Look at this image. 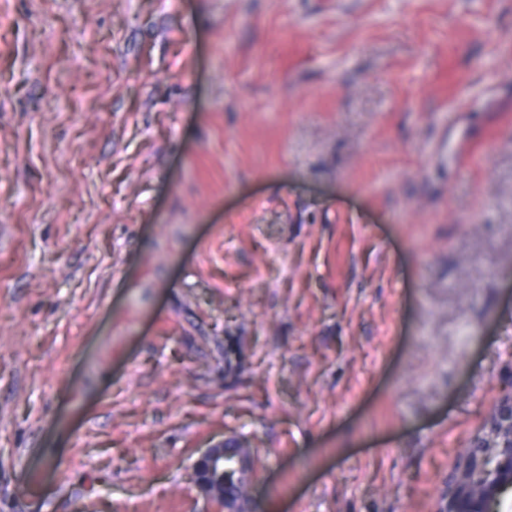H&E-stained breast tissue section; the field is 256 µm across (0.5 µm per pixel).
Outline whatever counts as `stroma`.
Here are the masks:
<instances>
[{
    "label": "stroma",
    "instance_id": "stroma-1",
    "mask_svg": "<svg viewBox=\"0 0 512 512\" xmlns=\"http://www.w3.org/2000/svg\"><path fill=\"white\" fill-rule=\"evenodd\" d=\"M512 393V0H0V512H438ZM224 448V440L208 446L194 462L192 477L210 500L230 507L233 503L224 496V473L230 471ZM228 457L238 465L241 463L242 471L238 473V482L249 483L253 473V450L252 448H227Z\"/></svg>",
    "mask_w": 512,
    "mask_h": 512
}]
</instances>
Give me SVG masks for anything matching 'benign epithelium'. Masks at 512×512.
I'll list each match as a JSON object with an SVG mask.
<instances>
[{
	"label": "benign epithelium",
	"instance_id": "7a95c632",
	"mask_svg": "<svg viewBox=\"0 0 512 512\" xmlns=\"http://www.w3.org/2000/svg\"><path fill=\"white\" fill-rule=\"evenodd\" d=\"M228 462L224 442L208 446L196 459L192 477L212 501L232 506L224 496ZM448 493L439 512H490L512 486V395L501 399L490 420L488 442L467 449L450 471Z\"/></svg>",
	"mask_w": 512,
	"mask_h": 512
}]
</instances>
